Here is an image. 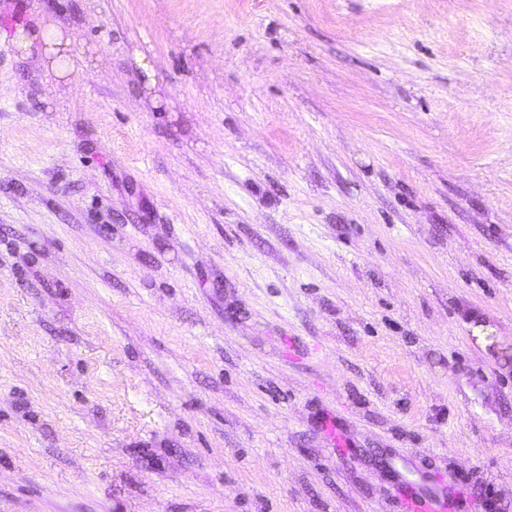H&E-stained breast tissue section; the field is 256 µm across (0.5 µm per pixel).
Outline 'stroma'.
Wrapping results in <instances>:
<instances>
[{"mask_svg": "<svg viewBox=\"0 0 512 512\" xmlns=\"http://www.w3.org/2000/svg\"><path fill=\"white\" fill-rule=\"evenodd\" d=\"M400 473L512 512V0H0V512Z\"/></svg>", "mask_w": 512, "mask_h": 512, "instance_id": "obj_1", "label": "stroma"}]
</instances>
